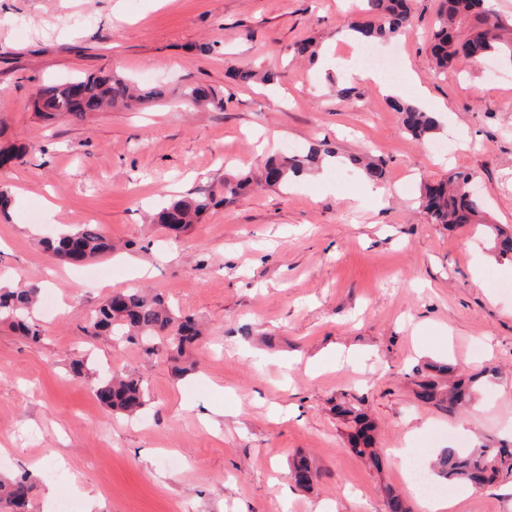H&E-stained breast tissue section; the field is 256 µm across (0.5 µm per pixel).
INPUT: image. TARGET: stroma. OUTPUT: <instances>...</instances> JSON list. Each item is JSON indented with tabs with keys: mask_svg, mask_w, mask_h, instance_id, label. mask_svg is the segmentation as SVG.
Masks as SVG:
<instances>
[{
	"mask_svg": "<svg viewBox=\"0 0 512 512\" xmlns=\"http://www.w3.org/2000/svg\"><path fill=\"white\" fill-rule=\"evenodd\" d=\"M358 0H0V288L44 287L39 344L0 322V474L31 472L27 512H51L47 488L97 512H386L384 490L412 497L398 448L431 468L443 448H512V260L482 225L448 228L419 206L423 183L467 171L492 223L512 230V75L466 61L438 72L426 50L438 0H410L411 27L380 44L400 77L425 87L437 154L412 139L380 83L337 96L331 77L296 57L305 41L349 54L343 26ZM232 68L279 72L276 85L231 82ZM166 97L76 121L40 120L37 90L99 70ZM221 90L224 107L183 101L186 86ZM325 143L320 179L246 193L182 237L145 221L172 197L257 174L268 157ZM385 163L382 202L367 199L351 156ZM56 212H49L48 203ZM119 246L71 266L42 241L84 223ZM128 288L161 294L206 333L180 359L120 336L87 338L93 309ZM83 362L84 376L71 367ZM429 362L480 374L467 411L415 400ZM145 376L133 417L99 403L107 371ZM361 398L379 466L353 454L336 403ZM308 456L319 476L294 484ZM68 476L48 478L51 470ZM458 512H512V468L469 487Z\"/></svg>",
	"mask_w": 512,
	"mask_h": 512,
	"instance_id": "obj_1",
	"label": "stroma"
}]
</instances>
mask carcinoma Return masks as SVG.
<instances>
[{
	"label": "carcinoma",
	"instance_id": "cac0c4a2",
	"mask_svg": "<svg viewBox=\"0 0 512 512\" xmlns=\"http://www.w3.org/2000/svg\"><path fill=\"white\" fill-rule=\"evenodd\" d=\"M367 18L344 20V26L355 33L366 45L385 42L406 32L410 25V10L405 0H364ZM431 54L439 68H446L458 60L483 64L495 59L512 67V24L507 23L487 0H439L436 21L431 35ZM230 78L249 84L257 80L270 82L274 75L253 70L231 69ZM165 91L160 87L144 89L115 73L88 75L56 81L44 85L33 98L34 112L44 119L67 115L81 120L92 112L106 108L129 107L135 103L161 99ZM183 98L195 105L224 108V97L216 89L190 85ZM403 114L407 132L416 140L429 139L438 130L439 122L431 113L410 100L395 104ZM27 154L24 146L0 149V165L21 162ZM330 152L312 149L306 153L278 155L266 161L262 180L269 185L288 183V176L310 170ZM366 177L379 180L384 175V164L371 158L357 160ZM473 175L457 171L446 180L424 186L420 201L435 224L450 227L461 224H483L493 231L494 249L501 257L512 255V235L486 219L484 203L468 190ZM254 183L250 176L227 178L223 190L202 191L191 198H173L151 217V222L165 227L178 237L189 225L213 207L229 205ZM43 246L51 255L79 265L101 258L112 252V241L96 224H82L74 231L47 238ZM41 287L33 284L23 289L0 288V319L10 322L32 342L43 336L41 326L32 320L31 309L38 303ZM88 336H124L126 340L143 345L148 354L155 353L157 344L183 354L194 345L201 334L197 322L171 307L158 294L142 289L117 292L91 315L84 328ZM428 374L412 381L414 397L421 403L449 413L466 407L471 401L465 382L448 383L454 370L446 365H429ZM148 396L144 380L135 375H114L100 380L96 397L114 412L133 415L139 412ZM336 413L354 429L353 451L371 462H378L373 449L375 426L367 414L351 404L336 405ZM505 463L500 448H477L470 452L448 447L435 461L436 475L448 483L467 482L484 484L493 481L498 465ZM314 469L309 460L299 458L292 462L290 474L300 486L308 487ZM35 488V481L27 474L0 475V505L11 512H27Z\"/></svg>",
	"mask_w": 512,
	"mask_h": 512
}]
</instances>
